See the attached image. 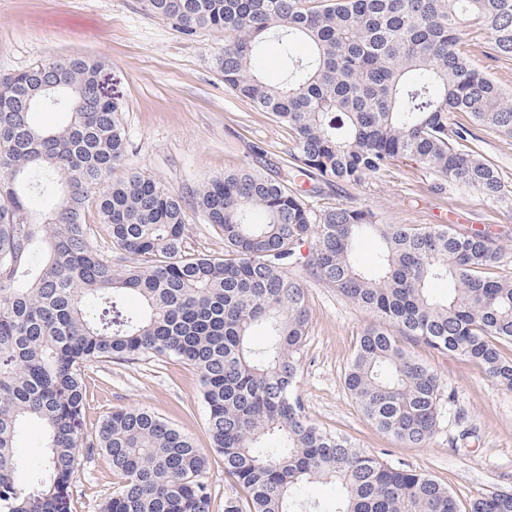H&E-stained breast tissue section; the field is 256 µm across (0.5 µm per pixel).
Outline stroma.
Segmentation results:
<instances>
[{"instance_id": "35a3bbf8", "label": "stroma", "mask_w": 512, "mask_h": 512, "mask_svg": "<svg viewBox=\"0 0 512 512\" xmlns=\"http://www.w3.org/2000/svg\"><path fill=\"white\" fill-rule=\"evenodd\" d=\"M464 40L471 65L512 89V59L491 58L485 33L473 31ZM223 48V35L211 31L184 39L150 15L145 0H0V73L49 59L80 56L101 62L105 87L122 104L128 141L115 177L145 172L188 199L209 179L244 166L272 178L287 170L292 146L287 131L225 87L216 68ZM476 134L505 186L500 200L453 185L434 190L435 175L402 160L361 185L341 183L311 196L308 204L317 214L341 204L368 209L383 224L412 227L450 220L460 232L489 228L504 248L496 273L512 276V137L487 128ZM314 250V239L304 241L298 248L300 263L291 270L306 290L310 313L297 393L311 423L345 435L382 461L433 476L448 487L460 512L482 493L512 492V391L497 387L465 357L421 343L410 347L454 396L453 403L441 404L436 431L424 446L396 441L362 416L343 376L371 320L335 289L308 277L305 264ZM86 386L87 433H94L112 410L143 408L209 451L210 512H224L225 498L238 488L211 451L195 369L175 359L101 362L87 370ZM116 481L105 453L81 454L74 512H98Z\"/></svg>"}]
</instances>
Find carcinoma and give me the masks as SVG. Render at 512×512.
<instances>
[{"mask_svg":"<svg viewBox=\"0 0 512 512\" xmlns=\"http://www.w3.org/2000/svg\"><path fill=\"white\" fill-rule=\"evenodd\" d=\"M149 12L191 40L222 33L224 85L288 131V178L242 167L193 197L224 237V257L187 248L183 197L152 176L112 179L127 154L122 107L101 92L102 64L50 60L0 74V512H73L79 449L105 452L119 477L100 512H210L209 459L154 413L114 410L83 432L85 370L98 362L177 359L199 373L214 451L244 491L224 512H305V484L339 483L333 512H458L431 476L382 462L311 423L295 391L309 327L305 288L288 275L298 246L316 239L309 277L369 314L344 387L364 416L400 442L434 435L445 389L403 344L410 339L480 365L512 391V278L492 276L502 256L482 230L381 224L345 205L315 215L296 178L358 185L400 159L496 201L504 185L474 125L512 137V94L473 68L466 31L512 58V0H146ZM281 41L287 76L254 67ZM41 109L66 121L46 129ZM50 198L31 211L32 194ZM94 201L117 268L86 222ZM264 220L256 222L255 213ZM379 237L375 264L354 261ZM448 295L431 294L436 282ZM141 308L127 306V296ZM260 328L266 346L255 349ZM40 421L45 456L19 479L21 425ZM470 512H512V493L478 496Z\"/></svg>","mask_w":512,"mask_h":512,"instance_id":"obj_1","label":"carcinoma"}]
</instances>
